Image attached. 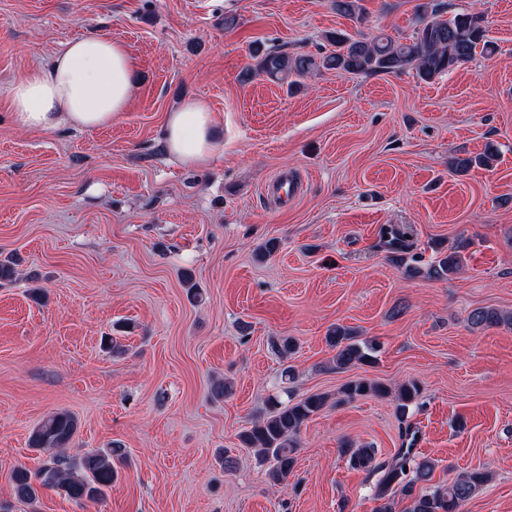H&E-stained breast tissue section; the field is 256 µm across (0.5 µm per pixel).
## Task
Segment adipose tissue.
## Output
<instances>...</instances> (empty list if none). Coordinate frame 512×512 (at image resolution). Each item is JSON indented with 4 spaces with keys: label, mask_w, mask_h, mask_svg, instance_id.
<instances>
[{
    "label": "adipose tissue",
    "mask_w": 512,
    "mask_h": 512,
    "mask_svg": "<svg viewBox=\"0 0 512 512\" xmlns=\"http://www.w3.org/2000/svg\"><path fill=\"white\" fill-rule=\"evenodd\" d=\"M136 88L134 59L127 46L103 36L67 42L44 67L27 71L5 90L14 121L28 130L62 125L110 126L126 112ZM210 106L188 98L168 112L164 147L184 166L199 168L223 155Z\"/></svg>",
    "instance_id": "obj_1"
}]
</instances>
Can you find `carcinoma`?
I'll return each mask as SVG.
<instances>
[{
	"mask_svg": "<svg viewBox=\"0 0 512 512\" xmlns=\"http://www.w3.org/2000/svg\"><path fill=\"white\" fill-rule=\"evenodd\" d=\"M336 12L350 20L361 21L363 7L360 0H334ZM418 20L412 39L404 43L391 36L372 39L330 33L326 39L336 45V50L322 56L293 55L278 49H266L253 54L254 63L248 65L243 77L262 76L273 82H284L290 77H303L321 69L348 74H399L415 72L424 81L433 80L478 54L491 56L495 43L488 36L483 18L478 14H457L446 18L435 0H424L417 5ZM497 155L491 149L479 156H455L449 170L457 175L473 167H493ZM382 238L392 254L391 261L400 265L407 260L417 261L410 253L404 236L393 226L382 229ZM462 263L459 250L453 249L437 255L430 266L434 278L455 274ZM474 328H488L507 323L512 326V315L496 308L478 307L469 314ZM327 342L336 349V367L345 368L364 364L370 360L371 347L360 344L345 329L337 327L329 332ZM385 397L388 390L373 381L356 379L342 389L343 400L353 401L364 396ZM419 396L414 382H404L398 389L396 400L401 412H406ZM328 396L313 393L290 404L276 401L266 415L254 422L240 435L243 447L255 451L258 459L270 464V474L279 482L292 472L295 458L296 436L302 426L325 408ZM77 431V420L68 411L61 410L48 416L34 430L30 444L43 450L69 446ZM123 448H101L76 460L63 454H54L36 473L18 467L12 474L15 496L33 503L39 496L38 488H51L64 493L75 501H97L117 480L119 468L124 464ZM433 465L423 461L411 469L406 464L386 470L378 483L376 500L381 505L376 512H389L387 500L399 493L409 499L407 512H460V507L488 482V474L472 470L458 476L446 487H438L429 494L413 495V485L426 480Z\"/></svg>",
	"mask_w": 512,
	"mask_h": 512,
	"instance_id": "obj_1",
	"label": "carcinoma"
}]
</instances>
